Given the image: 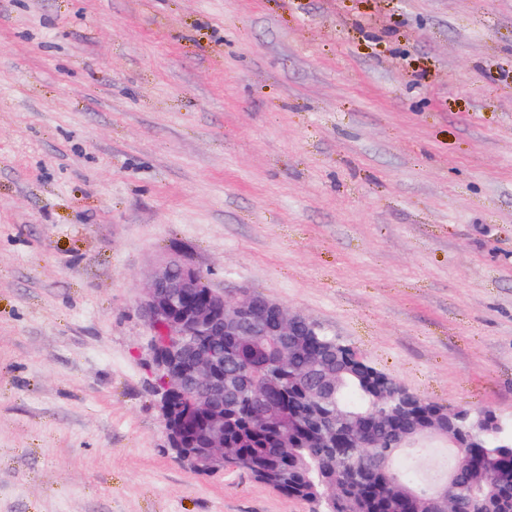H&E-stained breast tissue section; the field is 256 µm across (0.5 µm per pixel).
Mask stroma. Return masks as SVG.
<instances>
[{
    "instance_id": "stroma-1",
    "label": "stroma",
    "mask_w": 512,
    "mask_h": 512,
    "mask_svg": "<svg viewBox=\"0 0 512 512\" xmlns=\"http://www.w3.org/2000/svg\"><path fill=\"white\" fill-rule=\"evenodd\" d=\"M172 255L512 423V0H0V512H321L168 450Z\"/></svg>"
}]
</instances>
